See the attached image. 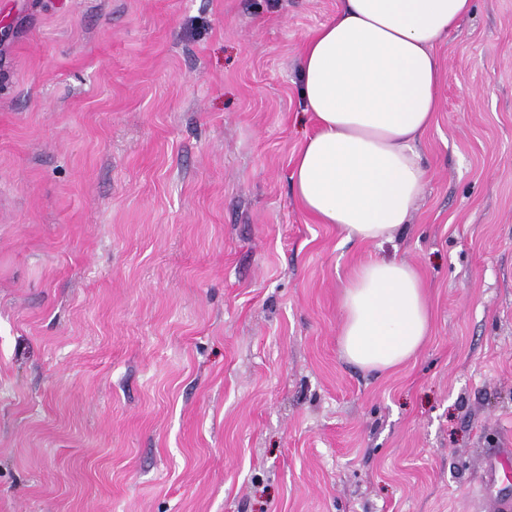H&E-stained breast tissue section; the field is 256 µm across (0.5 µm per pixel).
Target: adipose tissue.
Returning <instances> with one entry per match:
<instances>
[{
	"instance_id": "adipose-tissue-1",
	"label": "adipose tissue",
	"mask_w": 512,
	"mask_h": 512,
	"mask_svg": "<svg viewBox=\"0 0 512 512\" xmlns=\"http://www.w3.org/2000/svg\"><path fill=\"white\" fill-rule=\"evenodd\" d=\"M471 10L472 0H342L307 37L300 93L316 130L292 179L316 223L363 244L391 240L409 223L425 177L419 138L440 105L435 48ZM339 306L341 351L365 368L409 361L430 332L425 284L403 262L355 266Z\"/></svg>"
}]
</instances>
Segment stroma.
Returning <instances> with one entry per match:
<instances>
[{"mask_svg":"<svg viewBox=\"0 0 512 512\" xmlns=\"http://www.w3.org/2000/svg\"><path fill=\"white\" fill-rule=\"evenodd\" d=\"M340 0H0V512H493L512 448V0L436 49L410 224L300 208L307 37ZM432 325L339 345L369 258ZM425 288L417 270L403 262L370 260L355 266L339 300L344 356L376 370L413 358L430 332ZM511 459L507 448L503 450L495 459L486 461L487 481L481 486L480 492L485 495H491L504 483H508L510 479V472H512ZM496 507L500 512H510L512 510V499L500 496L496 491Z\"/></svg>","mask_w":512,"mask_h":512,"instance_id":"35a3bbf8","label":"stroma"}]
</instances>
